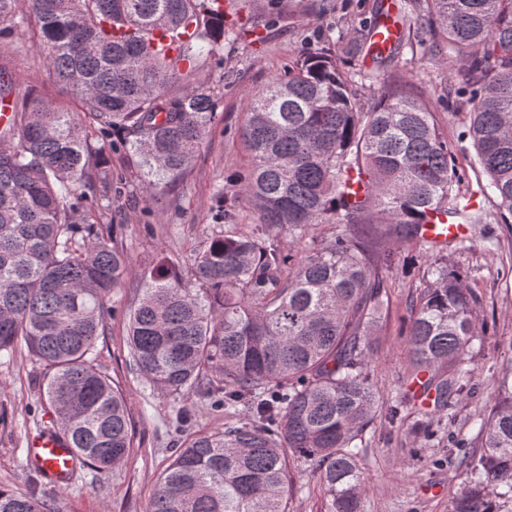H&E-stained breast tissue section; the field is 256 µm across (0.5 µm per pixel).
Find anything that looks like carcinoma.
Returning <instances> with one entry per match:
<instances>
[{"label": "carcinoma", "instance_id": "1", "mask_svg": "<svg viewBox=\"0 0 512 512\" xmlns=\"http://www.w3.org/2000/svg\"><path fill=\"white\" fill-rule=\"evenodd\" d=\"M46 68L83 119L41 96H13L0 68V352L23 343L47 367L43 389L66 438L103 477L132 448L124 395L96 364L112 307L107 299L127 255L102 231L112 205L103 154L124 151L153 199L179 179L216 116L211 88H168L220 57L224 12L200 0H0V38L29 18ZM427 25L431 54L458 67L471 87L473 165L488 177L498 212L466 202L431 101L408 79L366 107L368 74L332 53L298 58L250 99L241 136L253 156L240 178L253 223L224 209L219 192L190 267L143 276L129 313L133 366L151 390L201 389L246 422L228 423L176 450L148 512H288V462L318 474L330 512H362L358 441L377 419L371 367L388 307L393 252L375 245L378 224L401 244L429 245L428 213L463 224L512 216V0H405L398 36L383 50L364 26L355 53L377 63L413 46ZM176 45L156 48L157 34ZM332 224L331 238L286 254L275 242ZM410 301L406 342L412 380L432 412L448 410L474 378L477 339L469 286L432 266ZM214 375L220 386H204ZM482 452L448 512H512V382L504 377L481 423ZM0 512H50L47 501L0 490Z\"/></svg>", "mask_w": 512, "mask_h": 512}]
</instances>
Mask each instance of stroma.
<instances>
[{
    "label": "stroma",
    "instance_id": "35a3bbf8",
    "mask_svg": "<svg viewBox=\"0 0 512 512\" xmlns=\"http://www.w3.org/2000/svg\"><path fill=\"white\" fill-rule=\"evenodd\" d=\"M384 0H233L224 17L221 61L199 70L191 83L213 89L217 116L187 172L153 200L133 191L113 202L102 221L129 257L128 269L112 292L114 312L96 346V363L122 390L132 427L129 457L112 472L95 479L78 469L68 485L57 486L27 463V443L53 418L41 395L46 369L20 345L0 352V489L33 494L53 503L55 512H147L160 475L183 443L202 432L223 429L233 413L198 392L181 400L145 388L129 363L127 319L136 305L144 271L160 260L188 268L194 251L214 226L211 208L223 192L226 208L247 214L237 175L252 158L240 135L248 99L272 78L284 74L301 55L328 51L346 56L348 67L371 77L380 91L390 71H397L435 99L434 123L455 155L473 201H483V176L475 172L474 153L465 133L469 126V91L460 74L439 65L427 51L432 39L419 29L417 44L402 49L390 67L347 55L359 41L363 22L372 20ZM33 23L15 28L0 42V67L16 77L18 96L39 94L54 104H70L69 94L49 76L44 57L33 43ZM399 259L416 258L411 274L394 271L389 306L378 331L373 379L384 405L401 404L396 422L378 420L365 433L360 455L365 512H448L452 495L463 482V459L479 453L480 423L487 419L497 388L512 374V223L468 226L441 255L472 292L474 315L484 333L469 350L475 376L463 394L428 431L416 428L418 415L403 403L402 377L408 364L401 331L412 296L428 279L434 253L389 242ZM186 411L175 417L176 408ZM288 512H329L320 480L307 466L291 462Z\"/></svg>",
    "mask_w": 512,
    "mask_h": 512
}]
</instances>
